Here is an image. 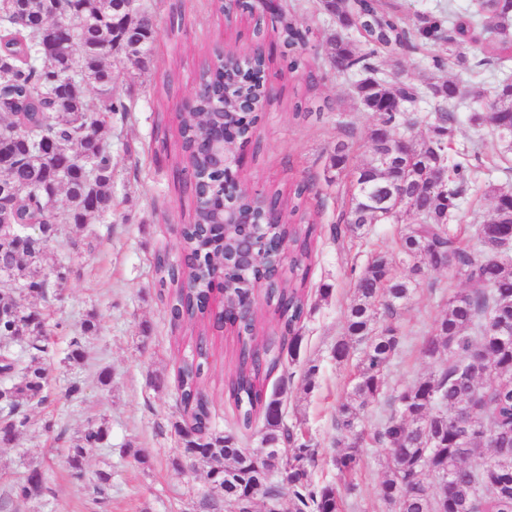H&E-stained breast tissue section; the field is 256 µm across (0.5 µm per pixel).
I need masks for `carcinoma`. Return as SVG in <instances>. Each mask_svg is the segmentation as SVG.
Masks as SVG:
<instances>
[{
    "label": "carcinoma",
    "mask_w": 512,
    "mask_h": 512,
    "mask_svg": "<svg viewBox=\"0 0 512 512\" xmlns=\"http://www.w3.org/2000/svg\"><path fill=\"white\" fill-rule=\"evenodd\" d=\"M342 11L345 31L328 39L332 56L315 53L316 28L300 24L280 9L281 56L289 74L305 75L314 89L325 71L339 59L343 74L360 75L354 93L360 107L371 114L368 159L349 167L348 146H335L328 168L349 179L350 194L333 233L361 235L370 224L417 217L397 243L401 262L416 274L448 267L469 284L451 297L448 309L436 320L420 351L435 359L448 351L447 364L423 377L395 397L396 407L373 431L366 427L368 409L384 392L385 371L397 353L400 306L412 292L411 282L396 275L387 255L371 254L354 281L341 339L332 348L338 364L357 360L351 391L336 409V453L329 463L336 481L315 477L319 450L303 423H288L282 410V389L267 391L266 381L284 362L298 360L303 336L298 325L308 314L306 293L314 225L310 201L319 198L313 179L283 196L268 194L281 224L264 228L269 242L286 239L300 260L291 277L261 289L268 306L285 330L288 347H277L260 334V322L237 336L234 368L225 380L239 424L256 431L262 450L254 452L234 432L212 428L210 411L196 404L195 393L209 366L211 349L206 332L196 336L192 358L179 368L180 400L184 415L174 423L181 439L182 459L210 465L215 485L192 504V512H255V499L276 494L288 502L286 512H342L354 490L364 444L375 443L386 453L385 476L379 498L387 512H512V188L492 187V213L475 225L484 247L477 257L462 246L454 221L460 219V201L472 187L471 157L487 148L455 147V112L465 96L463 86L444 76L453 59L470 76L483 66L466 52L468 43L488 40L503 52L509 43L505 3L478 0L484 18L479 37L470 27L454 23L453 5L447 20L425 18L412 25L407 18L382 8L379 0H320L319 12ZM448 44L447 54H431L436 41ZM403 53L428 58L432 75L423 82L399 76L378 77L379 60ZM158 55L155 25L147 11L126 8L117 0H5L0 3V225L38 224L39 234L26 242L28 256L15 258L9 238L0 239V275L20 287L0 293V343L22 342L36 351L23 362L10 348L0 350V405L7 408V429L20 435L31 422L28 408L46 400L47 373L40 365L47 352L49 309L36 305L47 299L51 287L66 286L67 266L48 273L43 267L46 247L59 237L62 224L77 228L112 213L114 163L108 135L112 115L124 116L132 106L112 93V66L121 59L145 65ZM83 80L81 96L68 87V77ZM209 82L227 87L233 98L256 100L260 86L216 71ZM485 111L472 116L490 127L492 151L500 158L512 153V78L504 76L487 89L475 90ZM427 102L431 111L418 116L413 108ZM429 125V134L415 139L414 129ZM190 151L186 167L215 189L221 176L211 169L205 148L194 133L200 119L181 118ZM448 172L444 193L430 191L438 173ZM28 194L20 198L15 188ZM65 196L59 213L47 201ZM159 283L167 292L168 311L175 321L207 319L208 266L200 261L174 266L155 257ZM199 283L181 287L183 278ZM362 356L355 357L357 349ZM109 435L104 420H91L70 448V476H84V457ZM31 476L20 478L13 495L22 500L40 495Z\"/></svg>",
    "instance_id": "obj_1"
}]
</instances>
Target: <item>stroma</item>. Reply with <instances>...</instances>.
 <instances>
[{"label":"stroma","mask_w":512,"mask_h":512,"mask_svg":"<svg viewBox=\"0 0 512 512\" xmlns=\"http://www.w3.org/2000/svg\"><path fill=\"white\" fill-rule=\"evenodd\" d=\"M153 16L159 57L138 66L118 64L113 72V91L133 106L127 121H113L110 146L115 171L112 178L114 210L108 218L72 230L62 225L59 239L43 259L45 269L70 265L66 288L50 293L48 306L60 328L45 355L49 369L47 400L32 408L31 423L9 447H0V512H186L190 500L207 488L208 467L199 463L175 469L180 438L174 430L183 407L178 391V369L191 354L199 326L172 321L153 268L155 253L178 259L181 244L177 227L189 223L194 212L190 194L179 190L175 175L181 168V137L176 112L194 88L200 73L223 47L249 51L260 41L279 38V25L265 16L263 25L253 17L225 19L207 7L206 0H143ZM277 100L262 115L259 148H246L244 182L255 193L293 191L312 177L321 204L312 222L317 227L309 261L308 285L317 291L330 285L332 293L318 301L301 322L303 345L300 363L276 371L269 388L283 389L287 421H302L322 452H330L336 439V408L351 389L350 367L336 364L331 350L341 336L345 309L353 282L369 255L381 251L394 255L400 224L370 225L367 234L334 240L331 225L345 206L343 180L330 178L327 157L336 143L350 145V162L363 164L367 136L372 125L368 112L358 108L352 81L335 73L315 90H308L301 76H288L280 55L266 61ZM171 84H164V77ZM311 98L329 102L331 111L308 118L292 114L294 101ZM474 185L461 205L462 238L468 250L482 253L474 229L477 219L489 216L493 201L485 196L488 185L512 186V161L490 167L477 163ZM465 281L439 271L420 278L410 300L399 314L403 343L386 369L385 394L371 407L368 423L376 425L387 413L395 395L406 385L438 369V362L423 358L419 347L435 320L446 310L454 293L467 290ZM96 318L99 330L84 336L82 325ZM84 336L86 358L66 362L69 340ZM210 368L203 390L209 401L216 431L237 429V411L224 392V378L232 369L237 336L226 330L213 332ZM314 360L319 366L313 390H306L300 364ZM112 374L101 385V370ZM164 383L154 387L151 379ZM84 384V396L66 395L71 381ZM57 422L54 432L42 429L43 418ZM105 418L107 441L90 449L84 468L88 480L98 472L111 473L106 508L95 505L87 487L69 477L68 450L75 437L92 419ZM143 450L146 463L128 456V449ZM39 468L46 489L42 497L28 501L14 498L12 487L30 468ZM385 473L383 448H364L354 476L356 489L344 512H383L378 486Z\"/></svg>","instance_id":"35a3bbf8"}]
</instances>
